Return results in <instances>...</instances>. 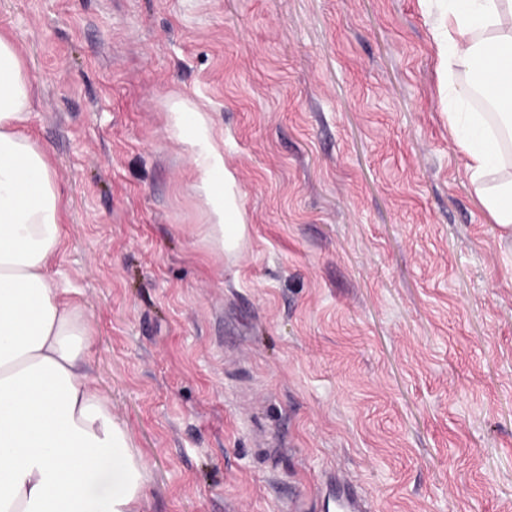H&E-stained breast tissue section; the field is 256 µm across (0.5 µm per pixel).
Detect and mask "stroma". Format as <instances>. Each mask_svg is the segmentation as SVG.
Listing matches in <instances>:
<instances>
[{
  "label": "stroma",
  "mask_w": 512,
  "mask_h": 512,
  "mask_svg": "<svg viewBox=\"0 0 512 512\" xmlns=\"http://www.w3.org/2000/svg\"><path fill=\"white\" fill-rule=\"evenodd\" d=\"M443 0H0L142 512H512V228L448 135ZM209 112L219 255L172 99Z\"/></svg>",
  "instance_id": "35a3bbf8"
}]
</instances>
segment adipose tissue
<instances>
[{
  "instance_id": "1",
  "label": "adipose tissue",
  "mask_w": 512,
  "mask_h": 512,
  "mask_svg": "<svg viewBox=\"0 0 512 512\" xmlns=\"http://www.w3.org/2000/svg\"><path fill=\"white\" fill-rule=\"evenodd\" d=\"M448 78V133L494 223L512 226V0H448L435 30ZM490 106L469 111L473 95ZM34 83L0 33V512H93L90 490L113 468L107 512H139L146 467L84 372L92 331L48 274L62 238L61 192L45 149L24 128ZM194 113V112H193ZM194 113L182 140L202 173L207 236L234 249L245 229L224 157Z\"/></svg>"
}]
</instances>
